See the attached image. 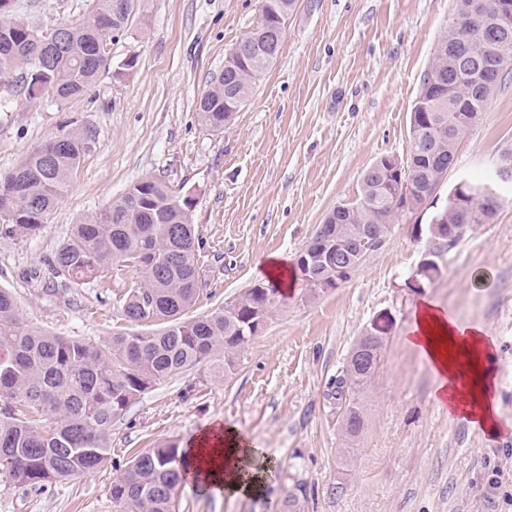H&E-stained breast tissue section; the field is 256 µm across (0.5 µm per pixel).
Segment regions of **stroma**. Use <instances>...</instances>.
Segmentation results:
<instances>
[{
	"label": "stroma",
	"instance_id": "35a3bbf8",
	"mask_svg": "<svg viewBox=\"0 0 512 512\" xmlns=\"http://www.w3.org/2000/svg\"><path fill=\"white\" fill-rule=\"evenodd\" d=\"M16 3L44 28L92 10L90 0ZM454 13L455 0H298L277 59L224 130L210 132L198 101L228 50L256 26L259 0H137L109 44L110 69L84 95L0 97L2 174L49 140L74 131L89 140L41 229L0 231V288L27 323L61 336L102 343L127 328L120 296L135 269L110 272L100 287L61 283L50 262L72 225L147 176L197 200L204 290L195 314L263 281L268 256L296 273L303 246L329 212L357 197L365 170L384 156L406 158L410 112ZM510 149L512 74L462 137L433 207L397 214L385 245L348 281L316 296L296 281L277 294L229 373L205 362L158 382L113 420L104 466L42 487L2 478L0 512H123L110 488L138 451L184 443L217 420L262 448L276 474L255 497L180 484L176 512H272L299 485L304 512H512V428L492 436L440 410L429 365L404 342L423 299L482 326L498 342L500 420L512 425V182L494 183L501 205L493 220L443 251L433 283L407 286L424 247L416 227L429 224L458 182L491 181ZM384 312L393 326L345 465L336 378L356 337Z\"/></svg>",
	"mask_w": 512,
	"mask_h": 512
}]
</instances>
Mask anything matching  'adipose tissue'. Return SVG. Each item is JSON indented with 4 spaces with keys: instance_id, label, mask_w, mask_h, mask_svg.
<instances>
[{
    "instance_id": "1",
    "label": "adipose tissue",
    "mask_w": 512,
    "mask_h": 512,
    "mask_svg": "<svg viewBox=\"0 0 512 512\" xmlns=\"http://www.w3.org/2000/svg\"><path fill=\"white\" fill-rule=\"evenodd\" d=\"M407 341L432 369L433 398L440 408L464 416L487 433L503 434L492 368L494 336L481 326L460 324L424 301L415 312ZM185 456V473L203 493L231 498L261 494L271 468L261 448L220 420L191 438Z\"/></svg>"
}]
</instances>
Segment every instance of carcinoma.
<instances>
[{
    "mask_svg": "<svg viewBox=\"0 0 512 512\" xmlns=\"http://www.w3.org/2000/svg\"><path fill=\"white\" fill-rule=\"evenodd\" d=\"M297 0H259L260 18L241 43L250 44L244 60L215 76L201 96L200 118L206 129L224 131L228 105L247 101L256 79L275 56L269 44L282 45L288 16ZM136 0H96L91 15L67 24L66 39L52 49L51 62L35 54L44 31L15 13L14 0H0V51L13 55L0 60V78L9 83L21 74L30 98L69 99L82 95L101 72L109 69L107 45L122 31ZM512 64V19L507 27L487 35L472 0H456L452 21L438 38L431 63L412 111L422 113L409 131V171L368 168L358 198L338 205L304 246L314 253L336 251V240L347 242L349 271L358 268L357 238L387 237L388 224L402 211L394 183L411 187V203L439 187L450 167L459 140L468 127L458 124L462 112L482 114L503 84ZM482 65L499 70L498 79L478 84L474 70ZM64 144L48 141L30 151L13 171L0 174V219L5 231L28 235L70 185L88 138L65 136ZM196 198L165 181L145 177L131 185L101 213L73 225L57 248L53 273L76 284L99 283L114 268L134 267L120 301L135 329L112 332L106 344L51 334L26 324L10 292L0 289V390L13 403L0 410V477L17 485H43L100 467L111 449L112 420L157 381L224 355V370L233 355L252 340L249 321L257 312L268 317L277 288L260 283L238 296L232 312L219 307L203 316L190 312L199 298L201 282L192 221ZM498 200L476 199L465 206L456 189L435 210L427 225L430 239L444 241L441 227L467 229L487 224ZM393 320L371 324L358 336L336 380L341 432L351 442L365 425L362 396L378 374L372 362L382 356ZM187 462L177 443L161 444L137 454L123 477L112 483V500L125 512H175V491Z\"/></svg>",
    "mask_w": 512,
    "mask_h": 512,
    "instance_id": "1",
    "label": "carcinoma"
}]
</instances>
